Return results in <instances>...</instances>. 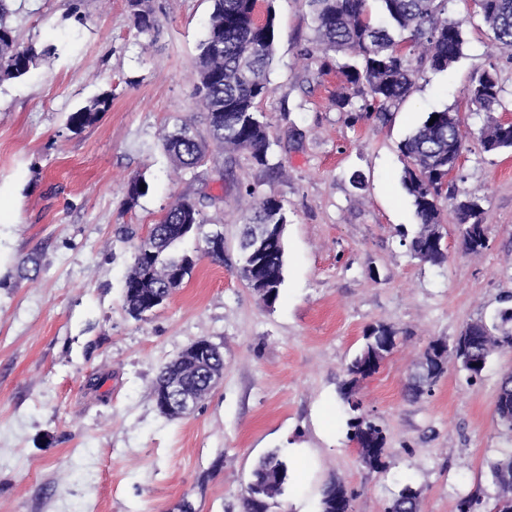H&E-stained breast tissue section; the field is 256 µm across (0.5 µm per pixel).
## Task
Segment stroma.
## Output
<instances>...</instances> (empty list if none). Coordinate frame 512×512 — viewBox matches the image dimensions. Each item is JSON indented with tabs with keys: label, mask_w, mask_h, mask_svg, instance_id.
Listing matches in <instances>:
<instances>
[{
	"label": "stroma",
	"mask_w": 512,
	"mask_h": 512,
	"mask_svg": "<svg viewBox=\"0 0 512 512\" xmlns=\"http://www.w3.org/2000/svg\"><path fill=\"white\" fill-rule=\"evenodd\" d=\"M158 31L137 33L127 0H15L20 43L51 47L22 78L0 82V512H240L257 458L283 449L290 490L272 512H318L331 481L356 493L352 512H384L399 485L421 491L422 512H457L463 496L492 501L489 467L512 435L494 404L512 352L468 384L448 365L432 395L403 385L430 341L452 339L512 294V151L483 152L481 129L512 121V57L492 46L473 0H448L465 19L451 72H420L386 125L351 122L334 101L347 85L320 71L304 0H270L275 16L267 124L269 164L212 141L196 94L197 46L211 0H149ZM495 69L502 105L472 106V74ZM112 104L92 125L68 115L99 94ZM457 112L466 148L448 178L481 199L488 246L460 247L449 202L439 266L403 241L418 220L401 184V141L427 112ZM188 126L209 146L204 163L177 166L163 137ZM361 172L364 188L352 186ZM146 191L126 203V185ZM286 212L284 281L265 306L239 275V236L256 199ZM196 201L200 233L177 254L189 278L144 319L123 303L135 246L179 199ZM224 236V260L204 238ZM38 272L21 277L29 255ZM399 329L393 351L358 396L382 423L386 468L360 465L345 438L337 389L372 325ZM207 338L224 378L191 414H161V365Z\"/></svg>",
	"instance_id": "35a3bbf8"
}]
</instances>
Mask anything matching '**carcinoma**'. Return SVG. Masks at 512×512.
I'll return each instance as SVG.
<instances>
[{
	"instance_id": "obj_1",
	"label": "carcinoma",
	"mask_w": 512,
	"mask_h": 512,
	"mask_svg": "<svg viewBox=\"0 0 512 512\" xmlns=\"http://www.w3.org/2000/svg\"><path fill=\"white\" fill-rule=\"evenodd\" d=\"M9 0H0V82L26 75L40 56L33 45L21 44L15 30L6 22ZM317 32L322 53L321 70L330 67V54L349 51L351 61L340 73L353 88H366L363 104L355 106L353 96L336 98L341 112H359V118L384 125L391 107L408 96L416 76L423 70L447 72L462 55V24L442 18L448 0H305ZM256 0H212V11L204 38L198 44L196 62L197 90L207 112L213 138L226 149H244L259 165H268L271 146L265 123L259 114V102L270 92L269 72L274 54V18L266 10L264 19L255 13ZM134 27L140 33L159 28L148 0H128ZM478 16L491 31L493 41L503 52H512V0H482ZM502 87L495 69L472 77L466 88L468 101L477 109L491 112L502 105ZM112 103L104 93L68 117L70 127L81 129L93 124ZM438 118H432V115ZM427 113L400 143L404 167L401 184L410 198L419 227L407 243L412 257L432 265L447 261V247L434 242L429 227L440 224V202L453 200L461 245L468 253L486 248L488 226L482 223L480 198L459 194L448 185V169L456 166L465 145L458 113L448 109ZM480 145L485 153L512 149V126L490 122L481 131ZM165 148L185 169L197 167L205 158L202 143L183 127L168 136ZM286 219L281 203L265 197L256 204L248 224L244 225L240 254L248 253L253 231L261 224H279ZM203 224L196 202L183 198L172 204L162 218L151 225L135 247L133 259L140 264V276L154 266H171L190 274L195 266L192 257L174 252L177 242L186 237L183 225ZM285 251L271 248L262 257L260 277L248 282L255 292L267 285L273 299H278L284 280ZM124 305L135 318L142 317L144 300L130 280H125ZM497 320L483 318L466 323L460 331L476 344L468 359L475 364L466 370L467 381L480 378L487 363L495 356L512 351V295L502 300ZM398 331L384 324L370 327L361 350L346 366V379L338 388L339 400L347 415L346 440L357 446L360 463L369 470L385 469L386 435L375 416L364 410L356 399L359 384L378 371L382 361L394 348ZM436 342L427 351L405 383L406 396L417 400L432 393L444 369L436 361ZM494 412L498 424L512 432V423L503 416L512 415V374L503 376ZM495 486L504 477L512 478V448L501 451L490 465ZM289 464L279 448L260 456L251 480L241 494L242 512H270L275 500L286 494ZM352 491L332 482L321 490L320 512H347ZM421 491L405 483L393 494L385 512H420ZM458 512H512V504L495 496L491 509L474 494L458 502Z\"/></svg>"
}]
</instances>
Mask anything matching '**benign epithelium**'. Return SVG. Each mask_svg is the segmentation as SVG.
<instances>
[{
    "label": "benign epithelium",
    "mask_w": 512,
    "mask_h": 512,
    "mask_svg": "<svg viewBox=\"0 0 512 512\" xmlns=\"http://www.w3.org/2000/svg\"><path fill=\"white\" fill-rule=\"evenodd\" d=\"M285 225H277L276 235L255 234L252 240V254L257 256L277 240L282 239ZM220 348L206 338H199L186 345L173 359L178 372L165 385L153 389V398L159 411L171 418H180L190 414L223 379V375L209 373L206 383L189 386L185 376L207 367L211 357Z\"/></svg>",
    "instance_id": "obj_1"
}]
</instances>
